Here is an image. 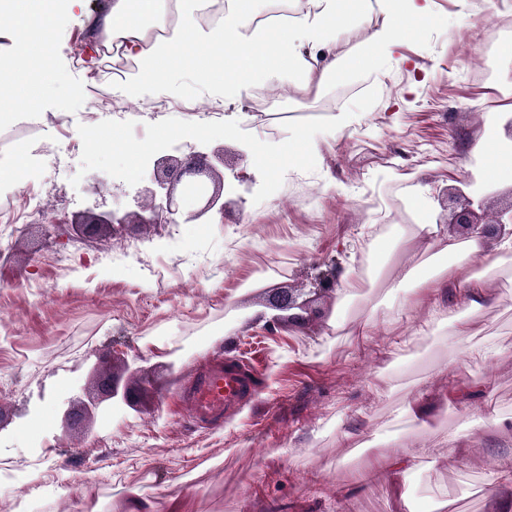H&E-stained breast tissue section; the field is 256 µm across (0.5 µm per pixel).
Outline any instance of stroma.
Here are the masks:
<instances>
[{
	"mask_svg": "<svg viewBox=\"0 0 512 512\" xmlns=\"http://www.w3.org/2000/svg\"><path fill=\"white\" fill-rule=\"evenodd\" d=\"M436 28H413L378 71L352 59L319 93L269 90L263 115L253 96L228 98L204 89L193 73L167 85H146L122 97L128 122L118 138L150 145L152 153L224 147L241 154L223 169L224 216L204 224H129L96 241L77 231L76 215L127 209L136 183L119 179L127 159L112 146L94 147L107 132L97 113L100 95L123 88L112 60L94 50L79 18L66 15L51 47L50 76L36 105L44 146L69 139L73 154L45 157L39 223L22 225L0 253V466L38 463L46 489L0 483V512H120L138 490L167 512L180 494L184 512H403L389 481L368 467L366 443L398 435L396 454L430 449L415 461L406 491L418 512H486L483 491L512 463V432L495 420L512 416V271L498 274L492 305L473 317V339L504 352L485 359L459 353L447 329L431 324V305L403 313L397 260L379 266L373 254L385 238L409 234L413 210L397 181L416 171L434 179V211L445 222L450 179H467L469 146L486 133V115L505 99L496 77L471 64L493 51L497 73L512 72V55L488 46L487 27L512 15L495 9L460 27L452 0H437ZM109 80H99V72ZM323 127L344 111L356 119L345 137L321 144L291 193L265 196L279 161L257 162L235 133L248 114L257 136L286 141L296 120ZM136 247L128 265L113 252ZM353 267L362 299L338 309L335 291L322 293L304 325L268 308L273 289L307 293L332 265ZM375 321L372 335L358 330ZM175 342L170 356L151 347ZM110 349L108 362L99 352ZM256 354L261 393L219 429L196 426L177 393L194 371L228 355ZM111 374L120 388L139 390L137 405L94 404L96 382ZM485 395L438 407L431 431L407 430L401 412L419 394L438 397L471 381ZM87 404L81 428L65 427L69 404Z\"/></svg>",
	"mask_w": 512,
	"mask_h": 512,
	"instance_id": "stroma-1",
	"label": "stroma"
}]
</instances>
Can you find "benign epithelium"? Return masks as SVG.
Wrapping results in <instances>:
<instances>
[{
	"label": "benign epithelium",
	"instance_id": "obj_1",
	"mask_svg": "<svg viewBox=\"0 0 512 512\" xmlns=\"http://www.w3.org/2000/svg\"><path fill=\"white\" fill-rule=\"evenodd\" d=\"M226 165L224 150L201 151L194 148L180 155H161L153 161L148 176L150 185L138 190L131 199L133 210L122 217L89 213L78 224L93 237L105 228L123 224H202L215 213H224V179L217 165ZM195 183L199 186L192 202L184 200L181 188ZM448 224L462 236L478 230L489 238L498 237L506 224H512V192L506 206L487 215L473 208V201L460 189L451 187L447 193ZM312 299H300L290 291H279L271 304L278 309L298 310L288 316L294 322L308 319ZM116 397L130 403L132 392H119L114 379L105 377L99 384V399Z\"/></svg>",
	"mask_w": 512,
	"mask_h": 512
}]
</instances>
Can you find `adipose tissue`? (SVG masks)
I'll list each match as a JSON object with an SVG mask.
<instances>
[{
	"label": "adipose tissue",
	"mask_w": 512,
	"mask_h": 512,
	"mask_svg": "<svg viewBox=\"0 0 512 512\" xmlns=\"http://www.w3.org/2000/svg\"><path fill=\"white\" fill-rule=\"evenodd\" d=\"M88 0H0V40L11 54L0 62V99L31 97L49 68V48L61 14L81 17L90 38L103 46L117 45L125 58L141 64L135 83H162L180 70L195 74L202 86L222 82L229 97L247 94L259 84L291 83L301 92L325 86L348 63L337 46L349 34L364 33V65L389 62L404 33L435 16V0H294L285 25L273 28L257 21L259 0H106L92 10ZM222 15L212 25L201 19L213 7ZM491 136L473 143L468 154L483 161L495 157L496 171L512 163V139L502 129L512 120V103L491 113ZM433 185L415 176L407 198L421 220L412 238L390 242V252L407 244L440 248L447 262H435L429 273L408 268L412 283L402 306L417 309L422 300L437 303L448 334L469 356H486L470 331L472 313L490 306L487 273L512 265V233L489 243L481 234L456 240L442 233L432 210ZM490 258L486 274L473 273L471 261Z\"/></svg>",
	"instance_id": "ef3b65f1"
}]
</instances>
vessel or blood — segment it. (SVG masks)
<instances>
[{"label":"vessel or blood","mask_w":512,"mask_h":512,"mask_svg":"<svg viewBox=\"0 0 512 512\" xmlns=\"http://www.w3.org/2000/svg\"><path fill=\"white\" fill-rule=\"evenodd\" d=\"M257 377L254 359L229 357L212 363L188 382L181 401L196 424L217 426L255 399Z\"/></svg>","instance_id":"obj_1"}]
</instances>
